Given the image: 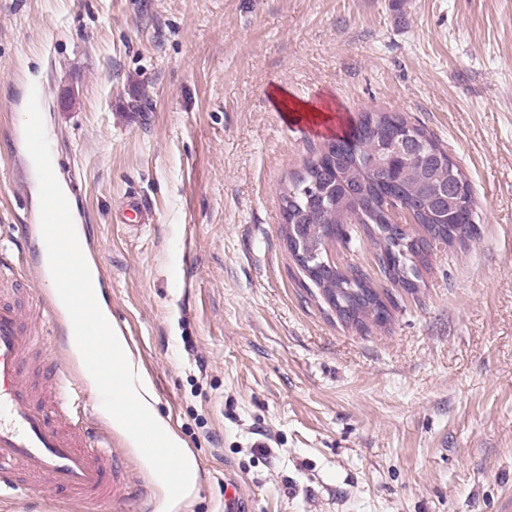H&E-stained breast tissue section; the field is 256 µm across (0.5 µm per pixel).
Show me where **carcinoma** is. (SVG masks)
<instances>
[{
	"label": "carcinoma",
	"instance_id": "1",
	"mask_svg": "<svg viewBox=\"0 0 512 512\" xmlns=\"http://www.w3.org/2000/svg\"><path fill=\"white\" fill-rule=\"evenodd\" d=\"M406 130L431 150L416 147L373 164L379 147ZM387 199L411 210L416 223L397 230L382 209ZM280 201L288 212L281 232L289 254L339 320L360 331L386 326L392 314L385 292L369 277L349 264L329 263L333 249L350 247L339 229L351 235L362 229L390 284L413 292L428 265L421 252L433 242H465L477 216L470 182L447 150L400 114L379 110L362 113L348 132L328 140L281 189Z\"/></svg>",
	"mask_w": 512,
	"mask_h": 512
}]
</instances>
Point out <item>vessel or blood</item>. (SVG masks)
<instances>
[{"instance_id": "obj_1", "label": "vessel or blood", "mask_w": 512, "mask_h": 512, "mask_svg": "<svg viewBox=\"0 0 512 512\" xmlns=\"http://www.w3.org/2000/svg\"><path fill=\"white\" fill-rule=\"evenodd\" d=\"M41 98L30 95L25 146L41 154ZM45 207L35 231L54 252L53 278L69 290L70 312L65 324L85 339L87 367L111 377L119 365L107 349L109 330L98 323L97 297L85 288V244L69 236L74 212L70 197L58 191L51 174L41 176ZM44 339L35 323L25 321L19 308L0 298V481L16 468L58 493L78 496L88 512L97 506L125 503L131 482L111 449L92 444L90 432L65 428L52 417L65 411L73 382L68 372L53 366L48 374L55 392L54 409H47L24 378L32 354L42 352Z\"/></svg>"}]
</instances>
